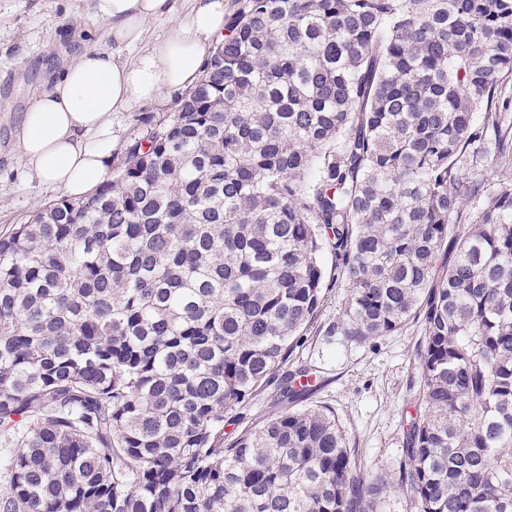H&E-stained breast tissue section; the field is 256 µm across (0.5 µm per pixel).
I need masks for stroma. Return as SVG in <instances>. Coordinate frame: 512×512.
<instances>
[{
    "label": "stroma",
    "instance_id": "obj_1",
    "mask_svg": "<svg viewBox=\"0 0 512 512\" xmlns=\"http://www.w3.org/2000/svg\"><path fill=\"white\" fill-rule=\"evenodd\" d=\"M96 29L89 0H0V236L61 196L22 167L21 119L74 50L95 42ZM345 296L342 288L331 292L292 360L317 369L308 402L335 412L361 474L393 484L385 512H417L410 492L396 484L406 434L421 402L422 325L413 321L394 335L365 342L335 334ZM280 409L275 388H267L225 418V440L258 429Z\"/></svg>",
    "mask_w": 512,
    "mask_h": 512
}]
</instances>
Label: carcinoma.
<instances>
[{
  "label": "carcinoma",
  "instance_id": "obj_1",
  "mask_svg": "<svg viewBox=\"0 0 512 512\" xmlns=\"http://www.w3.org/2000/svg\"><path fill=\"white\" fill-rule=\"evenodd\" d=\"M224 30L112 179L0 237V512H381L324 405L224 445L273 379L309 395L282 369L335 288L343 336L423 322L418 512H512V0H237Z\"/></svg>",
  "mask_w": 512,
  "mask_h": 512
}]
</instances>
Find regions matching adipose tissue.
Segmentation results:
<instances>
[{
	"instance_id": "ef3b65f1",
	"label": "adipose tissue",
	"mask_w": 512,
	"mask_h": 512,
	"mask_svg": "<svg viewBox=\"0 0 512 512\" xmlns=\"http://www.w3.org/2000/svg\"><path fill=\"white\" fill-rule=\"evenodd\" d=\"M228 13L225 0H192L180 17L174 0H92L98 41L75 51L24 113L22 162L45 186L74 197L89 193L109 176L118 147L111 114L193 88L224 37ZM171 15L177 21L168 34L145 44L147 24Z\"/></svg>"
}]
</instances>
